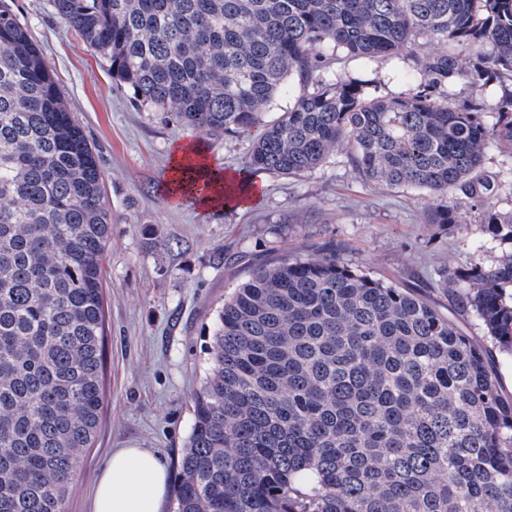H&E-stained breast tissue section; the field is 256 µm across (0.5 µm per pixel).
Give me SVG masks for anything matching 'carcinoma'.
<instances>
[{
    "label": "carcinoma",
    "instance_id": "obj_1",
    "mask_svg": "<svg viewBox=\"0 0 512 512\" xmlns=\"http://www.w3.org/2000/svg\"><path fill=\"white\" fill-rule=\"evenodd\" d=\"M112 79L206 135L249 136L290 77L294 102L243 172L297 175L331 149L367 182L494 210L488 149L512 150V0H52ZM442 44V53L425 52ZM411 53L404 98L332 71ZM464 81L469 106L444 90ZM502 90L497 119L476 93ZM104 175L29 28L0 0V512H65L104 409ZM318 257L250 262L213 326L175 512H512V253L444 266L457 321L396 277Z\"/></svg>",
    "mask_w": 512,
    "mask_h": 512
}]
</instances>
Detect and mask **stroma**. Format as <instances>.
<instances>
[{
	"instance_id": "obj_1",
	"label": "stroma",
	"mask_w": 512,
	"mask_h": 512,
	"mask_svg": "<svg viewBox=\"0 0 512 512\" xmlns=\"http://www.w3.org/2000/svg\"><path fill=\"white\" fill-rule=\"evenodd\" d=\"M11 4L96 149L112 209L103 280L105 409L65 512H89L94 481L113 449H150L177 473L193 425L194 394L208 367L212 327L225 297L246 280L248 259H275L301 248L311 257L318 244L335 239L345 247L346 262L396 273L445 311L448 295L436 285L440 266L467 267L477 251L489 263L512 252V245L486 234L467 202L450 230L424 223L426 197L362 182L342 146L310 172L257 173L262 193L247 207L202 214L169 191L174 149L201 148L215 167L235 172L248 139L204 135L117 87L108 63L49 0ZM411 67L400 57H344L336 70L396 98L414 88L406 78ZM224 250L244 255V262L219 263Z\"/></svg>"
}]
</instances>
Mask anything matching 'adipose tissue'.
Wrapping results in <instances>:
<instances>
[{
  "label": "adipose tissue",
  "mask_w": 512,
  "mask_h": 512,
  "mask_svg": "<svg viewBox=\"0 0 512 512\" xmlns=\"http://www.w3.org/2000/svg\"><path fill=\"white\" fill-rule=\"evenodd\" d=\"M194 163L208 180V195L196 206L207 214L227 208L226 196L237 190V202L248 204L259 198L255 184L245 183L243 176L215 169L204 158L190 160L188 154L173 157L174 168ZM170 483L169 473L159 457L145 448H117L97 480L91 512H160Z\"/></svg>",
  "instance_id": "ef3b65f1"
}]
</instances>
